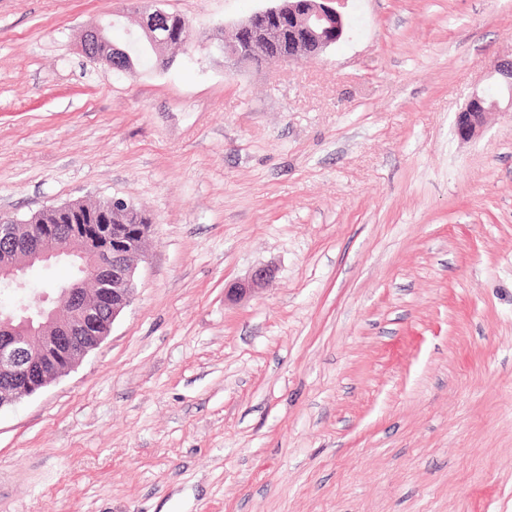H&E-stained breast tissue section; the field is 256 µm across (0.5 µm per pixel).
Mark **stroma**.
Segmentation results:
<instances>
[{
  "label": "stroma",
  "instance_id": "obj_1",
  "mask_svg": "<svg viewBox=\"0 0 512 512\" xmlns=\"http://www.w3.org/2000/svg\"><path fill=\"white\" fill-rule=\"evenodd\" d=\"M266 5L165 0L195 40L118 78L81 39L141 0H0V213L153 222L109 335L0 409V512H512V0H346L320 59L226 66ZM495 102L486 105L482 95L473 93L465 108L458 112L456 118V132L463 141H471L477 138L485 124L486 116L496 108ZM271 269L269 267H259L253 271L249 280L244 283H239L233 287L227 289L226 296L229 298H241L246 297L253 293L258 286L261 285L271 275Z\"/></svg>",
  "mask_w": 512,
  "mask_h": 512
}]
</instances>
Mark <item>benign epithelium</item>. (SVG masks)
I'll use <instances>...</instances> for the list:
<instances>
[{"instance_id": "obj_1", "label": "benign epithelium", "mask_w": 512, "mask_h": 512, "mask_svg": "<svg viewBox=\"0 0 512 512\" xmlns=\"http://www.w3.org/2000/svg\"><path fill=\"white\" fill-rule=\"evenodd\" d=\"M273 5L253 13L238 25L240 40L224 47V60L235 64L241 56L259 49L272 54L267 64L277 65L322 56L345 33L341 11L345 0H272ZM172 15L148 10L140 16L135 37L165 46L170 36ZM112 22L85 32L82 53L101 63L108 73L127 74L120 59L126 51L112 45L108 30ZM496 103L486 104L474 93L456 118V132L463 141L477 138L486 116ZM73 216H94L93 224H42L41 212L19 221L0 218V284L25 287L29 268L80 256L74 277L49 294L35 297V303L20 305L10 314L0 312V409L31 397L51 382L74 369L110 332L120 314L134 300L136 267L134 258L145 253L151 237L149 224H120L116 212L132 215L121 199L93 211L85 200L56 206ZM271 275L268 267L253 271L248 281L227 289L229 298L253 293Z\"/></svg>"}]
</instances>
